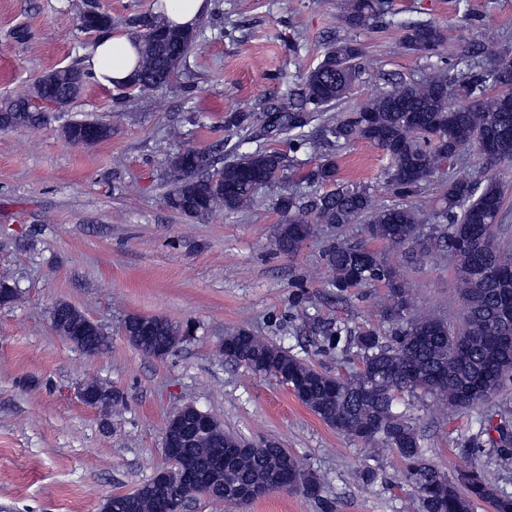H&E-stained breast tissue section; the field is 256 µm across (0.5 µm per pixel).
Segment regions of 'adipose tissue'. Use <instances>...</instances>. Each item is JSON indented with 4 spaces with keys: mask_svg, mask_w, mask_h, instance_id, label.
Returning <instances> with one entry per match:
<instances>
[{
    "mask_svg": "<svg viewBox=\"0 0 512 512\" xmlns=\"http://www.w3.org/2000/svg\"><path fill=\"white\" fill-rule=\"evenodd\" d=\"M138 58V44L127 33L114 30L95 41L85 68L101 85L117 89L134 73Z\"/></svg>",
    "mask_w": 512,
    "mask_h": 512,
    "instance_id": "ef3b65f1",
    "label": "adipose tissue"
}]
</instances>
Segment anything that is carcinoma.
<instances>
[{"instance_id": "carcinoma-1", "label": "carcinoma", "mask_w": 512, "mask_h": 512, "mask_svg": "<svg viewBox=\"0 0 512 512\" xmlns=\"http://www.w3.org/2000/svg\"><path fill=\"white\" fill-rule=\"evenodd\" d=\"M389 0H344L342 21L351 29L372 30L386 23ZM131 36L139 43L140 60L126 84L138 91H156L155 78L162 74L175 80L186 59L198 47L201 30L185 31L167 25L152 11L129 21ZM448 42L447 29L433 21H420L405 28L401 48L410 53L432 55ZM489 52L485 37L467 43L455 73L435 72L407 82L389 79L378 94L362 106L322 124L308 128L319 113L342 100L359 76L361 44L336 40L328 44L321 61L308 70L302 83L288 93V100L271 103L260 112H233L224 119V130L240 131L233 158L215 168L212 154L191 149L168 159L166 202L188 217L203 216L217 207L243 211L251 207L258 189L257 178L290 179L289 159L278 151H244L243 145L267 133L271 116H276L274 135L284 136L293 147L306 146L320 155L316 171L300 176L292 189L276 202L282 214L275 238L277 249L296 254L315 224L343 227L364 220L366 235L404 255L413 264L446 248L454 262L455 284L461 309L457 321L419 318L412 315L414 298L404 274L380 252L338 238L326 250V261L334 272L331 286L344 292L357 285L382 282L388 289L383 316L392 325L382 337L372 328L342 337L329 332L330 348L345 343L356 349L361 365L346 376L331 375L276 346L252 330L240 328L224 337L219 353L257 376L284 369L300 379V401L326 424L367 446V459L379 447L394 450L404 465L405 478L419 496L422 512H473L475 503L490 504L493 512H512V491L498 488L481 469H472L463 479L449 476L425 458L415 427L395 411L396 395L419 391L432 396L446 409L469 411L481 408L512 381V350L499 337L512 336V323L499 317L501 300L512 297V250L499 244L487 250L484 239L496 238L501 223L505 193L494 175L448 178L442 194L438 223L422 230L418 211L407 205L379 207L376 189L361 183L337 185L319 192L316 185H336L338 164L324 149L364 142L383 151L387 165L383 184L393 193L412 197L434 177L444 164L451 165L469 155L486 163L512 162V52L494 55L486 66L475 59ZM92 80L89 72L71 66L42 76L35 95L68 105ZM43 115L32 109L27 97L0 102V131L34 128ZM101 123L68 121L61 134L75 141ZM464 236L470 245L461 247ZM62 322L56 333L67 336L79 331L85 336L83 352L105 353L110 340L102 329L66 302L58 304ZM138 316L124 322L130 344L146 355L161 358L176 347L178 324L152 318L153 328L146 343L134 337ZM88 405L105 409L119 402L98 384L88 386ZM499 460L512 459V433L490 418L480 421L479 432L469 450H483L482 436ZM236 451L224 468L210 474L214 460L224 449ZM175 457L188 461L196 478L186 482L177 468L163 479L153 477L133 492H116L102 505L125 504L127 512H165L167 502H181L203 494L227 501L252 487L283 489L309 495L319 479L274 438L258 444L224 432L220 422L207 435L196 437L189 446L174 449Z\"/></svg>"}]
</instances>
